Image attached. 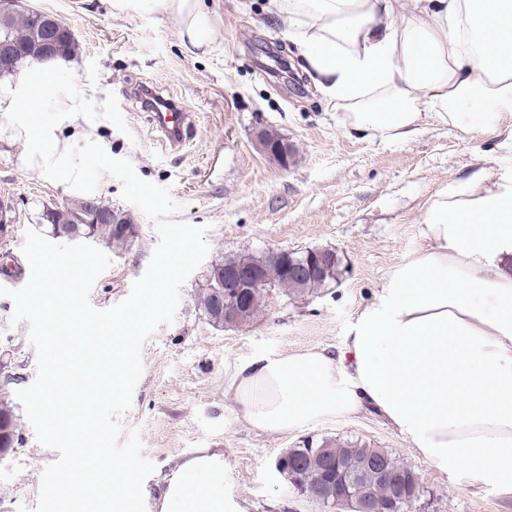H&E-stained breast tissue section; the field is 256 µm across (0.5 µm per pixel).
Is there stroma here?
<instances>
[{
  "label": "stroma",
  "mask_w": 512,
  "mask_h": 512,
  "mask_svg": "<svg viewBox=\"0 0 512 512\" xmlns=\"http://www.w3.org/2000/svg\"><path fill=\"white\" fill-rule=\"evenodd\" d=\"M216 14L215 46L186 51L175 18L142 9L120 14L111 0H19L22 10L57 15L78 42L75 81L87 100L78 124L138 176L170 188L178 221L208 227L210 250L181 290L171 325L160 327L142 353L143 374L124 429L140 428L155 471L144 483L161 503L172 470L202 449L224 456L226 512H330L297 493L275 468L277 458L307 438L384 448L420 476L418 512H512V496L493 483L472 485L465 472L433 468L373 411L282 433H260L239 418L224 391V365L258 353L308 347L337 351L355 315L371 303L398 266L420 250L424 214L443 187L463 189L475 173L487 182L512 176V130L468 135L427 123L386 143L351 136L290 59L279 72L274 51L290 44L269 0H205ZM155 87L192 114L185 146L154 130L131 95ZM276 132L295 159L280 169L262 151L257 129ZM18 147L0 143V196L8 199L13 248L26 228L47 231V209L75 202L54 178L26 171ZM103 177V204L128 213L137 231L123 249L99 242L112 261L91 299L105 309L124 299L145 272L157 242L143 213ZM336 249L337 281L305 295L273 290L257 318L229 328L205 317L198 293L212 264L238 254ZM13 303L0 297V401L12 406L18 439L0 459V512H33L41 474L57 452L40 446L15 394L36 376L27 324L11 325Z\"/></svg>",
  "instance_id": "obj_1"
}]
</instances>
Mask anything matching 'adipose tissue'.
I'll return each mask as SVG.
<instances>
[{"mask_svg":"<svg viewBox=\"0 0 512 512\" xmlns=\"http://www.w3.org/2000/svg\"><path fill=\"white\" fill-rule=\"evenodd\" d=\"M173 16L187 51L208 50L203 0H112ZM303 68L349 134L403 139L422 124L467 134L512 127V0H271ZM84 109L72 65L33 59L0 94V127L21 166L81 193L93 142L62 137ZM424 246L392 272L338 352L310 347L224 366V388L252 429L283 432L376 410L435 468L512 494V182L440 190ZM195 471L201 481L187 487ZM224 465L178 466L161 512H206Z\"/></svg>","mask_w":512,"mask_h":512,"instance_id":"ef3b65f1","label":"adipose tissue"}]
</instances>
